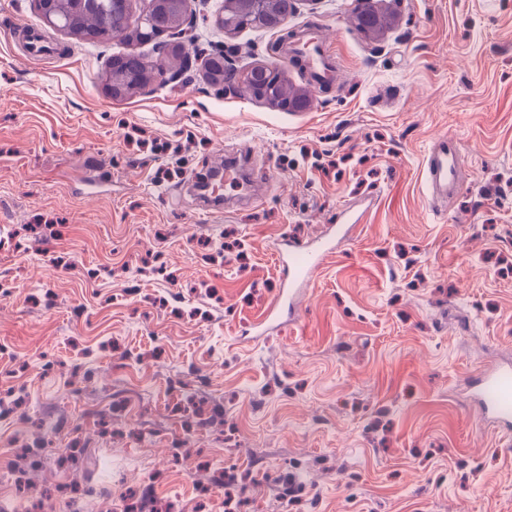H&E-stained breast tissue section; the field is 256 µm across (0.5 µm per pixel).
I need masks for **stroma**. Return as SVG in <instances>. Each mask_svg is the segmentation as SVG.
<instances>
[{
  "instance_id": "stroma-1",
  "label": "stroma",
  "mask_w": 512,
  "mask_h": 512,
  "mask_svg": "<svg viewBox=\"0 0 512 512\" xmlns=\"http://www.w3.org/2000/svg\"><path fill=\"white\" fill-rule=\"evenodd\" d=\"M360 0H304L279 30L224 33L198 0L195 48L275 62L306 110L225 96L201 73L114 99L113 55L152 45L50 33L29 55L0 0V512L53 476L68 512H115L135 489L182 512H512V434L467 378L512 364V0H385L393 28L349 23ZM339 60L315 88L289 36ZM463 187L435 209L423 162L441 134ZM258 203L195 185L230 153ZM341 241L299 311L252 327L281 282L283 235Z\"/></svg>"
}]
</instances>
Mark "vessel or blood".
<instances>
[{
    "instance_id": "b4317fda",
    "label": "vessel or blood",
    "mask_w": 512,
    "mask_h": 512,
    "mask_svg": "<svg viewBox=\"0 0 512 512\" xmlns=\"http://www.w3.org/2000/svg\"><path fill=\"white\" fill-rule=\"evenodd\" d=\"M303 53L314 85H322L333 77V64L322 34L306 32L298 46ZM458 140L444 134L429 149L424 162L426 182L430 195L454 197L461 189ZM335 249L334 237L302 240L283 237L280 262L285 282L279 289L274 305L268 306L264 321H271L279 304L298 308L304 289L317 275L326 258ZM475 394L485 413L504 428L512 427V366L504 365L482 373L475 382Z\"/></svg>"
}]
</instances>
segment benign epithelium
Here are the masks:
<instances>
[{"instance_id":"1","label":"benign epithelium","mask_w":512,"mask_h":512,"mask_svg":"<svg viewBox=\"0 0 512 512\" xmlns=\"http://www.w3.org/2000/svg\"><path fill=\"white\" fill-rule=\"evenodd\" d=\"M144 8L139 14L135 27L132 28L130 41L136 43L156 42V49L163 57H177L181 66L164 73L168 82L184 79L190 72H201L207 84L226 96L236 95L245 88L255 97L268 105L279 109L292 108L290 100H272L264 90L249 84L250 73L263 69L273 76L279 75V68L273 63H258L246 69L237 66L238 49L225 45L221 52L206 60L193 57L185 51L184 38L190 35L195 23V0H142ZM91 0H33L35 12L43 24L50 29L66 33L76 39L87 38L89 34L77 27L74 19L83 13ZM158 11L170 15V27L164 29H144L150 16ZM157 69L148 68L137 74L122 73L117 66H112L105 89L114 98H125L141 93L159 81Z\"/></svg>"}]
</instances>
